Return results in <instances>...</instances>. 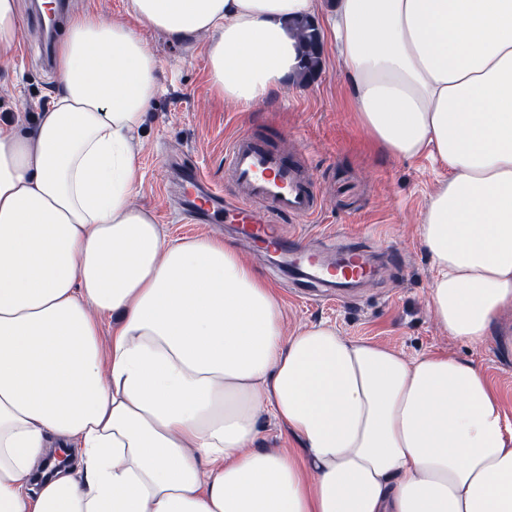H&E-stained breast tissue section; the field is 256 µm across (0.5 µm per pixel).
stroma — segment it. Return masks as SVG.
Segmentation results:
<instances>
[{"instance_id":"1","label":"stroma","mask_w":512,"mask_h":512,"mask_svg":"<svg viewBox=\"0 0 512 512\" xmlns=\"http://www.w3.org/2000/svg\"><path fill=\"white\" fill-rule=\"evenodd\" d=\"M19 0L18 47L0 63V120L19 131L33 126L59 86L58 67L42 60V38ZM129 0H70V11H89L106 24L135 30L155 55L164 87L149 110L138 151L141 178L132 199L155 212L170 238L221 236L235 243L241 259L269 281L281 302L285 335L319 322L335 325L353 341L375 343L405 356L440 352L476 363L496 389L503 418L512 428V305L504 307L476 345L449 336L430 305L435 268L421 236L429 200L445 172L429 157L407 160L378 148L359 126L335 52L323 48V69L311 83L296 85L252 107L224 101L209 81L208 35L183 43L166 40L139 21ZM240 133L264 140L273 150L307 152L304 173L316 188L321 209L313 222L289 219L288 232L302 233L322 250L328 239L369 243L378 274L373 285L353 293L330 291L322 299L298 295L300 279L282 272L256 242L240 240L230 224H199L184 213L174 194L171 158L197 169L216 188L224 186V145Z\"/></svg>"}]
</instances>
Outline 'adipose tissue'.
<instances>
[{"mask_svg":"<svg viewBox=\"0 0 512 512\" xmlns=\"http://www.w3.org/2000/svg\"><path fill=\"white\" fill-rule=\"evenodd\" d=\"M206 34L240 105L295 85L313 20L373 141L448 176L421 237L430 303L480 343L512 304V0H129ZM60 91L0 125V512H512L500 400L473 363L284 335L274 288L221 237L168 239L134 204V141L163 86L142 38L76 14ZM112 317L109 354L98 346ZM300 452L259 448L258 420ZM75 465L43 483L48 449ZM260 436L256 442L259 448H290L299 452L301 442L288 431V426L271 415L264 414L259 422Z\"/></svg>","mask_w":512,"mask_h":512,"instance_id":"1","label":"adipose tissue"}]
</instances>
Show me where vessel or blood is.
Listing matches in <instances>:
<instances>
[{"label":"vessel or blood","mask_w":512,"mask_h":512,"mask_svg":"<svg viewBox=\"0 0 512 512\" xmlns=\"http://www.w3.org/2000/svg\"><path fill=\"white\" fill-rule=\"evenodd\" d=\"M304 158L279 154L259 139L240 135L225 145L224 178L235 197L231 217L240 234L278 251L294 252L295 247L279 231L285 216L306 222L319 209L315 188L305 179ZM184 196L192 211L222 220L216 205L217 193L199 171L184 180ZM347 263L335 271L340 284H359L369 280L372 267L361 250L348 248Z\"/></svg>","instance_id":"obj_1"}]
</instances>
